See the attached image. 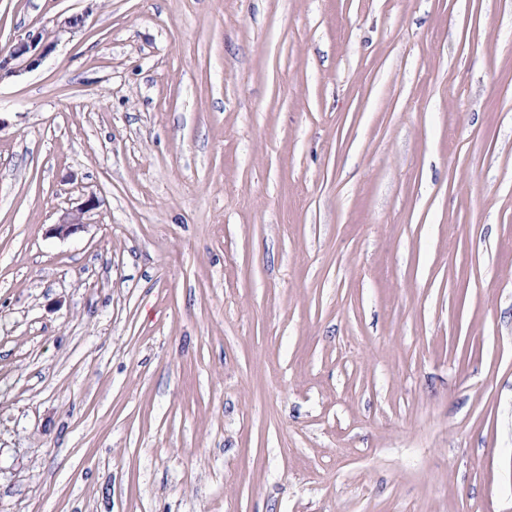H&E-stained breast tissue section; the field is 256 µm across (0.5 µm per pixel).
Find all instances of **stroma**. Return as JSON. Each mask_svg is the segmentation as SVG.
Returning <instances> with one entry per match:
<instances>
[{
  "label": "stroma",
  "instance_id": "obj_1",
  "mask_svg": "<svg viewBox=\"0 0 512 512\" xmlns=\"http://www.w3.org/2000/svg\"><path fill=\"white\" fill-rule=\"evenodd\" d=\"M38 28L0 512H512V0H0ZM96 206L95 199L89 198L78 206L77 209L66 213L57 224L51 227V234L66 238L84 228L83 216Z\"/></svg>",
  "mask_w": 512,
  "mask_h": 512
}]
</instances>
